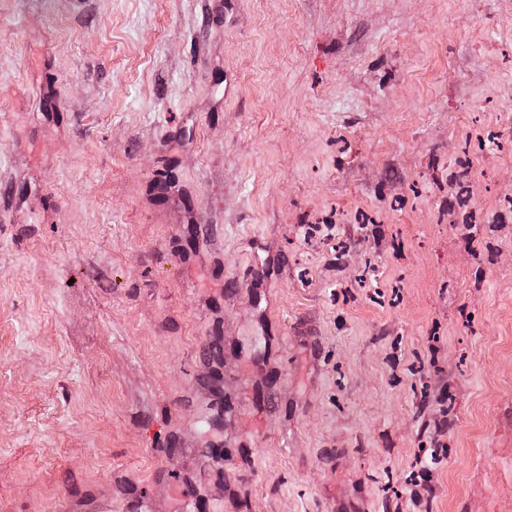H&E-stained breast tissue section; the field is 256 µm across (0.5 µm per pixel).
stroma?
<instances>
[{
	"instance_id": "35a3bbf8",
	"label": "stroma",
	"mask_w": 512,
	"mask_h": 512,
	"mask_svg": "<svg viewBox=\"0 0 512 512\" xmlns=\"http://www.w3.org/2000/svg\"><path fill=\"white\" fill-rule=\"evenodd\" d=\"M512 512V0H0V512Z\"/></svg>"
}]
</instances>
